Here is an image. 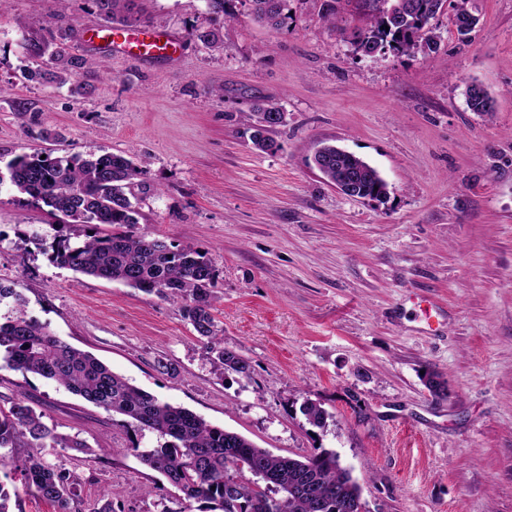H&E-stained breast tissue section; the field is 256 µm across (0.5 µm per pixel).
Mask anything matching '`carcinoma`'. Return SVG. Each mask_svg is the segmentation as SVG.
Returning a JSON list of instances; mask_svg holds the SVG:
<instances>
[{"label": "carcinoma", "instance_id": "carcinoma-1", "mask_svg": "<svg viewBox=\"0 0 512 512\" xmlns=\"http://www.w3.org/2000/svg\"><path fill=\"white\" fill-rule=\"evenodd\" d=\"M205 21L189 35L211 50L223 39L217 22L232 16V0H205ZM254 16L277 28L287 19L288 0H249ZM365 25L346 33V41L366 55L390 52L415 56L434 52L439 36L429 26L442 12L441 0H360ZM468 0H457L454 25L461 37L478 24L467 9ZM98 13L115 31L143 27L146 18L140 0H93ZM32 50L48 56L42 77L61 86L70 82L78 61L60 47L33 43ZM465 98L473 112L492 111L484 87L467 84ZM282 110L270 103L253 106L248 115L250 140L263 152L275 153L280 145L270 133L283 125ZM314 166L344 193L380 201L387 183L380 173L352 153L333 145L319 148ZM9 180L21 194L42 202L50 213L64 219L70 233L55 235L49 260L60 267L96 278L118 281L179 306L182 318L201 338L220 373L249 376V361L224 347L222 329L213 315L216 269L208 253L176 240L138 234L139 211L131 201L132 189L144 183L148 172L125 154L105 153L62 157L23 154L7 165ZM101 225L112 231L100 234ZM0 360L24 374H34L65 387L105 410L127 417L141 431L157 435L153 448L133 450L140 461L160 473L185 494L204 504L203 512H359L360 487L351 471L341 466L333 451H320L297 459L274 455L238 433L211 425L194 412L158 400L131 384L88 352L62 341L49 325L28 316L26 301L16 289L0 284ZM301 410L309 423L322 428L327 412L312 401ZM18 448L26 454L15 456ZM46 448L87 445L59 434L24 401L0 408V472L20 475V483L6 487L0 480V512H11V501L31 493L52 502L56 512H76L77 491L69 474L45 461Z\"/></svg>", "mask_w": 512, "mask_h": 512}]
</instances>
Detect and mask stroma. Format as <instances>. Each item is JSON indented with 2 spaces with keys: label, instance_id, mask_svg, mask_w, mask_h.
<instances>
[{
  "label": "stroma",
  "instance_id": "obj_1",
  "mask_svg": "<svg viewBox=\"0 0 512 512\" xmlns=\"http://www.w3.org/2000/svg\"><path fill=\"white\" fill-rule=\"evenodd\" d=\"M149 26L179 42L175 60L110 54L92 0H10L0 12V166L39 153H125L138 230L208 251L213 314L249 376L219 375L177 305L53 265L28 235L61 220L0 186V283L29 316L162 401L284 456L335 451L363 512H512V0H469L479 23L436 21L435 57H365L343 31L354 0H288L278 29L233 0L224 48L188 38L205 0H143ZM63 38L86 59L69 84L41 73L33 41ZM481 83L494 110L470 111ZM261 100L286 123L275 153L246 119ZM62 133L39 138L41 129ZM340 146L376 168L385 201L348 197L312 157ZM177 364L170 377L158 359ZM443 378L434 395L429 376ZM327 412L309 424L305 400ZM24 401L81 453L45 460L77 487V512H186L184 494L141 464L154 446L130 419L0 362V406Z\"/></svg>",
  "mask_w": 512,
  "mask_h": 512
}]
</instances>
